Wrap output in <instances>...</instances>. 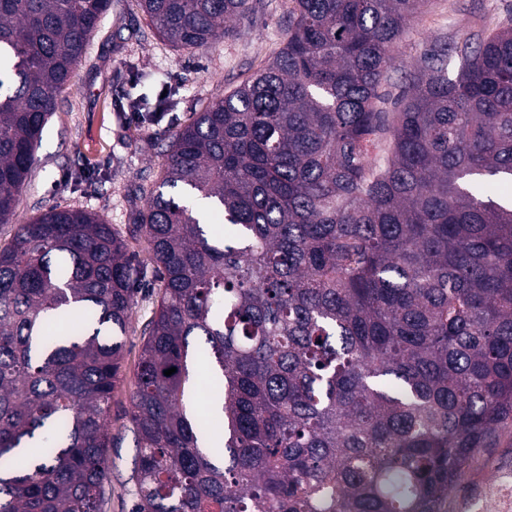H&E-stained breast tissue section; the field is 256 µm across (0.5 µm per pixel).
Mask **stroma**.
Instances as JSON below:
<instances>
[{"mask_svg":"<svg viewBox=\"0 0 512 512\" xmlns=\"http://www.w3.org/2000/svg\"><path fill=\"white\" fill-rule=\"evenodd\" d=\"M248 18L231 25L211 47L177 48L161 39L139 0H112L81 63L58 97L11 223L0 224V246L44 207L61 204L97 213L121 234L140 223L146 193L162 179L174 132L196 112L223 98L262 69L283 44L291 0H251ZM512 24V0H428L393 51L381 91L384 111L409 84L423 41L452 43L472 33ZM161 100L155 121L132 111L141 95ZM156 307L140 296L123 337V381L112 394L108 419L114 437L112 497L105 512H124L135 455L130 396L143 344L142 329ZM512 466V428L481 449L443 512L461 504L496 469Z\"/></svg>","mask_w":512,"mask_h":512,"instance_id":"1","label":"stroma"}]
</instances>
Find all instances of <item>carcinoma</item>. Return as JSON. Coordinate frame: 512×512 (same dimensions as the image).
<instances>
[{"mask_svg":"<svg viewBox=\"0 0 512 512\" xmlns=\"http://www.w3.org/2000/svg\"><path fill=\"white\" fill-rule=\"evenodd\" d=\"M294 2L267 67L173 134L134 225L149 260L59 204L0 246V512H103L120 337L145 289L129 512H442L512 427V196L483 192L512 186V26L427 45L389 114L378 88L425 0ZM111 5L0 0V224ZM140 6L182 49L252 11ZM385 137L377 169L366 144ZM195 341L221 416L187 413Z\"/></svg>","mask_w":512,"mask_h":512,"instance_id":"1","label":"carcinoma"}]
</instances>
